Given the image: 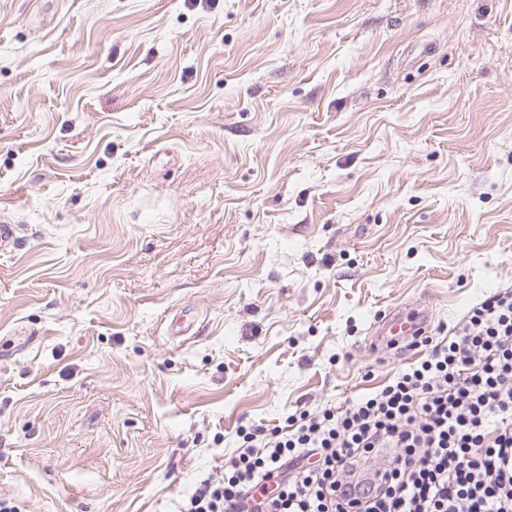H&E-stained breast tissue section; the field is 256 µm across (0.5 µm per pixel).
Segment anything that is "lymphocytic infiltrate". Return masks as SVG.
I'll return each mask as SVG.
<instances>
[{"mask_svg": "<svg viewBox=\"0 0 512 512\" xmlns=\"http://www.w3.org/2000/svg\"><path fill=\"white\" fill-rule=\"evenodd\" d=\"M339 407L241 426L179 512H512V286Z\"/></svg>", "mask_w": 512, "mask_h": 512, "instance_id": "f902f5d3", "label": "lymphocytic infiltrate"}]
</instances>
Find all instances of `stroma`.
<instances>
[{"label": "stroma", "instance_id": "35a3bbf8", "mask_svg": "<svg viewBox=\"0 0 512 512\" xmlns=\"http://www.w3.org/2000/svg\"><path fill=\"white\" fill-rule=\"evenodd\" d=\"M1 206L0 501L177 512L512 285V0H0Z\"/></svg>", "mask_w": 512, "mask_h": 512}]
</instances>
